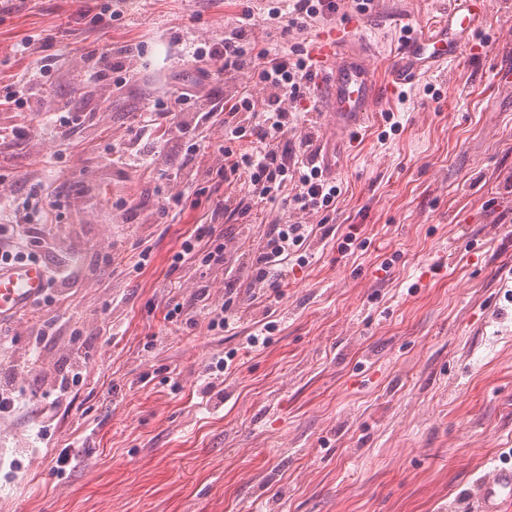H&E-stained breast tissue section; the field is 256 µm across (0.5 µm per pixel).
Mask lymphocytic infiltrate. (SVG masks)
<instances>
[{
    "instance_id": "f902f5d3",
    "label": "lymphocytic infiltrate",
    "mask_w": 512,
    "mask_h": 512,
    "mask_svg": "<svg viewBox=\"0 0 512 512\" xmlns=\"http://www.w3.org/2000/svg\"><path fill=\"white\" fill-rule=\"evenodd\" d=\"M335 11V0H277L275 6L269 7L268 17L290 34L303 32ZM84 58L86 83H97L108 74L114 90L119 91L132 78L124 60L110 59L108 50L99 46L87 47ZM192 58L206 77L215 70H250L258 89L211 102L205 111L195 92H171L141 114L134 138L127 146L113 149L111 162L117 166L142 164V140L154 141L172 133L186 139L194 136L213 113H223L224 137L216 143L215 151L224 163L203 169L201 176L206 180L219 178L230 187L245 183L254 204L279 203L292 210L294 220L274 226L262 248L252 253L246 263L253 284L280 288L289 261L302 265L308 262V250L317 229L307 223V216L335 210L341 194L340 185L327 176L321 165L323 147L318 143L312 117L317 110L313 93L316 61L302 46L287 52L259 45L246 14L224 40L195 47ZM45 77L40 69L1 85L0 107L21 112L39 106L38 86ZM244 141L249 142V149H241ZM0 205L8 210L11 219L8 227L0 229V262L43 261L54 294L76 285L83 275V265L75 254L55 259L56 235L43 219L51 203L41 191L33 190L21 198L2 196ZM226 249L216 225L199 224L184 238L173 260L181 263L196 258L208 267L226 265ZM83 367L81 355H74L69 370L52 378L40 400L43 418H53L56 409L69 401L82 381Z\"/></svg>"
}]
</instances>
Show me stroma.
I'll use <instances>...</instances> for the list:
<instances>
[{"mask_svg":"<svg viewBox=\"0 0 512 512\" xmlns=\"http://www.w3.org/2000/svg\"><path fill=\"white\" fill-rule=\"evenodd\" d=\"M330 23L282 37L267 0H0V83L47 66L40 112H0L29 136L0 149V192L25 196L42 182L60 202L58 246L83 251L74 288L5 326L0 370L28 352L39 318L62 330L22 385L41 387L73 348L84 379L42 439L37 403L0 418V512H470L468 493L491 464L512 465V0H490L474 49L447 74L419 77L406 98L379 100L356 133L340 138L318 117L323 154L342 183L329 235L313 258L288 268L281 292L266 291L231 331L168 322L192 311L200 288L224 299V270L172 256L201 215L183 186L176 221L157 213L162 170L215 164L216 154L142 142L151 168H117L113 146L135 134V117L168 92L195 88L201 103L254 87L250 72L203 77L193 44L221 41L251 11L263 44L315 45L326 25L383 77L402 27L429 32L443 0H375L356 15L336 0ZM115 21L102 24V9ZM47 50L21 52L46 34ZM129 56L135 76L77 77L89 44ZM60 107L94 124L60 141L43 128ZM400 127L380 139L385 113ZM287 210L219 216L242 251L263 243ZM150 252L140 270L123 263L132 244ZM273 310L268 345L250 349L256 321ZM235 358L223 394L201 404L212 359ZM85 464L58 474L62 448Z\"/></svg>","mask_w":512,"mask_h":512,"instance_id":"obj_1","label":"stroma"}]
</instances>
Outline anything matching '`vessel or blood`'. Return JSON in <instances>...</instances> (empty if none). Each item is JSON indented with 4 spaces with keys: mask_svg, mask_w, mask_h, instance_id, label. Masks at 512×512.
<instances>
[{
    "mask_svg": "<svg viewBox=\"0 0 512 512\" xmlns=\"http://www.w3.org/2000/svg\"><path fill=\"white\" fill-rule=\"evenodd\" d=\"M488 0H448L440 23L428 34L406 44L387 75L388 83L409 84L420 74L445 71L449 60L470 45L487 10ZM321 62L331 72L323 88L324 110L338 132L360 126L377 99L382 83L363 54L349 50L343 32L323 33L316 46ZM46 289V274L35 263L0 264V324L16 319L31 308ZM474 512H505L512 506V467H495L470 491Z\"/></svg>",
    "mask_w": 512,
    "mask_h": 512,
    "instance_id": "vessel-or-blood-1",
    "label": "vessel or blood"
}]
</instances>
